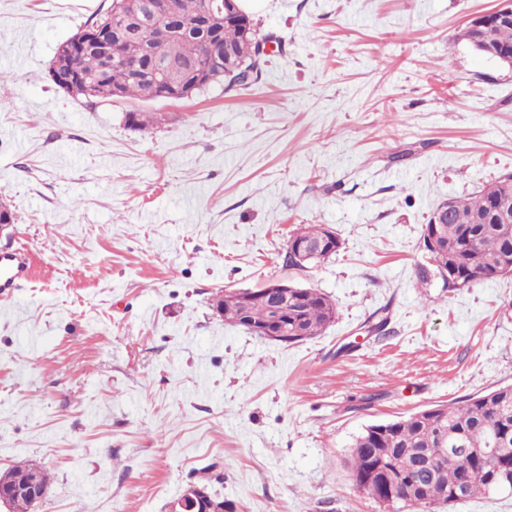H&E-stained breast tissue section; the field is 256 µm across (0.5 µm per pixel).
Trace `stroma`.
Wrapping results in <instances>:
<instances>
[{
    "mask_svg": "<svg viewBox=\"0 0 512 512\" xmlns=\"http://www.w3.org/2000/svg\"><path fill=\"white\" fill-rule=\"evenodd\" d=\"M497 3L259 0L258 80L142 104L48 78L110 0H0V251L33 266L0 299V471L48 470L33 512H167L205 466L232 512H412L356 489L355 438L512 384V274L417 277L435 207L512 172V67L459 37ZM308 224L341 247L298 270ZM277 280L334 323L279 344L212 308Z\"/></svg>",
    "mask_w": 512,
    "mask_h": 512,
    "instance_id": "35a3bbf8",
    "label": "stroma"
}]
</instances>
